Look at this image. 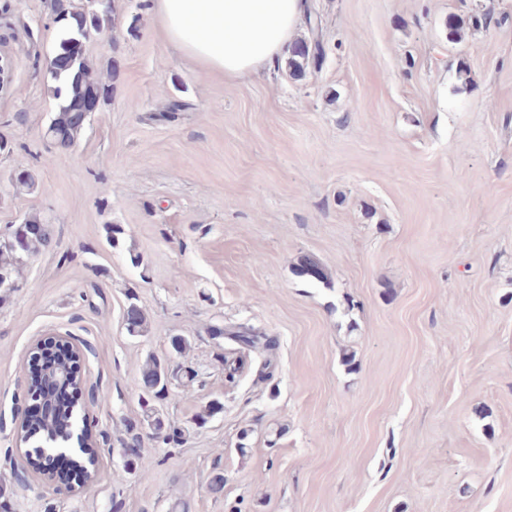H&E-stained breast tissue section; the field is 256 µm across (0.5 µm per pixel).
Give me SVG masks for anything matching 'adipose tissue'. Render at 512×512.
Segmentation results:
<instances>
[{"instance_id": "adipose-tissue-1", "label": "adipose tissue", "mask_w": 512, "mask_h": 512, "mask_svg": "<svg viewBox=\"0 0 512 512\" xmlns=\"http://www.w3.org/2000/svg\"><path fill=\"white\" fill-rule=\"evenodd\" d=\"M158 31L199 69L257 74L288 48L303 0H154Z\"/></svg>"}]
</instances>
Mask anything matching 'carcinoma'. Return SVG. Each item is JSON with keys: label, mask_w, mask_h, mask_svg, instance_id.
Instances as JSON below:
<instances>
[{"label": "carcinoma", "mask_w": 512, "mask_h": 512, "mask_svg": "<svg viewBox=\"0 0 512 512\" xmlns=\"http://www.w3.org/2000/svg\"><path fill=\"white\" fill-rule=\"evenodd\" d=\"M51 10L60 29L51 68L56 82L53 96L57 105L47 135L59 149L69 150L75 146L87 123V117L75 114L76 106L90 96L110 97L112 84L104 81L103 73L86 58L83 49L77 48V45L85 43L90 32L97 31L92 0H63L51 4ZM321 54L318 41L311 43L302 39L295 42L290 58L294 74L302 73L309 61L320 58ZM49 243V225L36 215L12 225L9 234L0 238V292L7 293L19 287L23 267L45 251ZM297 274L311 281L325 280L322 267L307 259L300 262ZM145 324L143 312L138 306L130 305L125 319L129 335H142ZM141 386L155 397L163 395L167 389V372L154 357L148 358L142 368ZM75 420L72 411L62 417L50 412L30 426L31 457L37 461L42 459L43 448L56 440L70 437L71 423Z\"/></svg>", "instance_id": "1"}]
</instances>
